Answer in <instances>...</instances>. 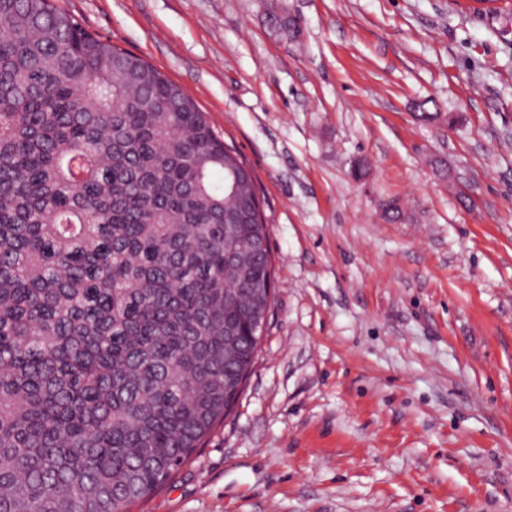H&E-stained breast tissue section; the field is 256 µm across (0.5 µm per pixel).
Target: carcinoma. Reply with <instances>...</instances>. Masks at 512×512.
Returning <instances> with one entry per match:
<instances>
[{
    "mask_svg": "<svg viewBox=\"0 0 512 512\" xmlns=\"http://www.w3.org/2000/svg\"><path fill=\"white\" fill-rule=\"evenodd\" d=\"M254 179L54 0H0V512H130L231 411L273 297Z\"/></svg>",
    "mask_w": 512,
    "mask_h": 512,
    "instance_id": "carcinoma-1",
    "label": "carcinoma"
}]
</instances>
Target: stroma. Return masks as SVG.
<instances>
[{"label": "stroma", "instance_id": "obj_1", "mask_svg": "<svg viewBox=\"0 0 512 512\" xmlns=\"http://www.w3.org/2000/svg\"><path fill=\"white\" fill-rule=\"evenodd\" d=\"M57 2L245 159L273 257L244 390L132 512H512V9Z\"/></svg>", "mask_w": 512, "mask_h": 512}]
</instances>
